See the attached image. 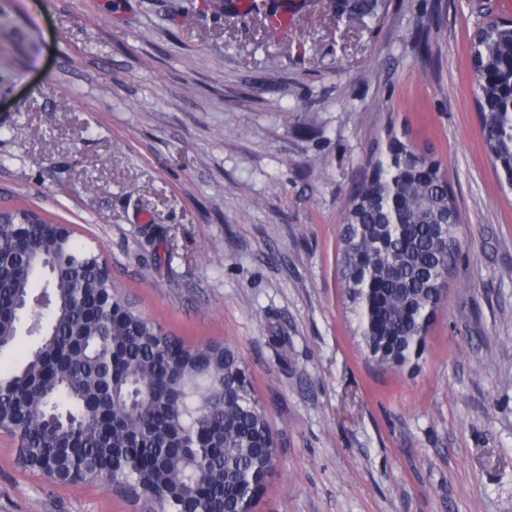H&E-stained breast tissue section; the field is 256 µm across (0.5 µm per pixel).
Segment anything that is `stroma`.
<instances>
[{"label":"stroma","instance_id":"1","mask_svg":"<svg viewBox=\"0 0 512 512\" xmlns=\"http://www.w3.org/2000/svg\"><path fill=\"white\" fill-rule=\"evenodd\" d=\"M282 46L209 0H0V208L100 249L146 316L243 358L279 467L252 512H512V186L483 145L471 40L501 0H295ZM295 112H287V105ZM448 173L466 246L404 368L339 285L341 209L389 132ZM0 512H141L21 468ZM376 0H344L334 5L336 14L346 16L349 19L366 23L365 19L372 18L375 14Z\"/></svg>","mask_w":512,"mask_h":512}]
</instances>
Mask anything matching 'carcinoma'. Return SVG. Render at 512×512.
<instances>
[{
  "instance_id": "obj_1",
  "label": "carcinoma",
  "mask_w": 512,
  "mask_h": 512,
  "mask_svg": "<svg viewBox=\"0 0 512 512\" xmlns=\"http://www.w3.org/2000/svg\"><path fill=\"white\" fill-rule=\"evenodd\" d=\"M246 15L282 43L299 32L288 6L248 0ZM336 14L365 22L375 0H343ZM472 71L484 145L512 181V25L477 30ZM343 211L338 276L360 335L381 367L407 364L425 341L464 246L462 217L440 165L408 134ZM55 309L49 338L0 365V427L19 439L28 470L62 483L120 481L146 510L249 512L276 466L266 411L240 355L213 343L177 348L124 298L101 256L68 225L18 206L0 217V353L19 336L16 307L35 288Z\"/></svg>"
}]
</instances>
